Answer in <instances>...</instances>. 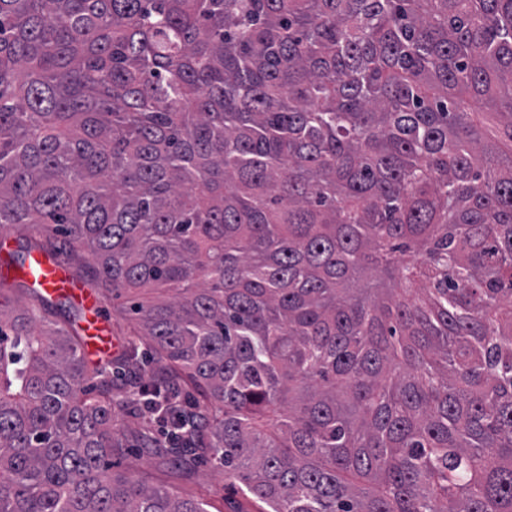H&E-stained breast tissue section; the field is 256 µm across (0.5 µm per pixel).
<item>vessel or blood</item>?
I'll list each match as a JSON object with an SVG mask.
<instances>
[{"mask_svg":"<svg viewBox=\"0 0 512 512\" xmlns=\"http://www.w3.org/2000/svg\"><path fill=\"white\" fill-rule=\"evenodd\" d=\"M23 275L26 280L36 282L47 296L63 295L81 305L87 313L84 330L88 348L97 350L105 345L107 325L99 310L98 299L85 288L73 269L54 256L35 252L27 262Z\"/></svg>","mask_w":512,"mask_h":512,"instance_id":"vessel-or-blood-1","label":"vessel or blood"}]
</instances>
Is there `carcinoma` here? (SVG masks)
Returning a JSON list of instances; mask_svg holds the SVG:
<instances>
[{
	"label": "carcinoma",
	"instance_id": "cac0c4a2",
	"mask_svg": "<svg viewBox=\"0 0 512 512\" xmlns=\"http://www.w3.org/2000/svg\"><path fill=\"white\" fill-rule=\"evenodd\" d=\"M24 224L175 296L148 381L0 303V512H207L112 471L119 392L268 512H512V0H0Z\"/></svg>",
	"mask_w": 512,
	"mask_h": 512
}]
</instances>
